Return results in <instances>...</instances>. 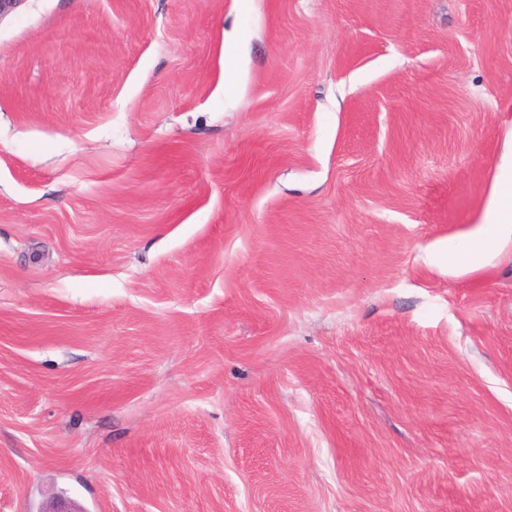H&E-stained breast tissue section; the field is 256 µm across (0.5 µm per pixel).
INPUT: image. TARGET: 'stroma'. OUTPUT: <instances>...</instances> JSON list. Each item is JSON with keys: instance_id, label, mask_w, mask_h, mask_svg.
Segmentation results:
<instances>
[{"instance_id": "obj_1", "label": "stroma", "mask_w": 512, "mask_h": 512, "mask_svg": "<svg viewBox=\"0 0 512 512\" xmlns=\"http://www.w3.org/2000/svg\"><path fill=\"white\" fill-rule=\"evenodd\" d=\"M511 145L512 0H21L0 512H512ZM507 240H512V148L502 158L483 222L448 246V262L491 258Z\"/></svg>"}]
</instances>
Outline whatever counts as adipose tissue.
<instances>
[{"label": "adipose tissue", "mask_w": 512, "mask_h": 512, "mask_svg": "<svg viewBox=\"0 0 512 512\" xmlns=\"http://www.w3.org/2000/svg\"><path fill=\"white\" fill-rule=\"evenodd\" d=\"M512 240V152L503 156L484 220L448 249L449 262L493 257Z\"/></svg>", "instance_id": "ef3b65f1"}]
</instances>
